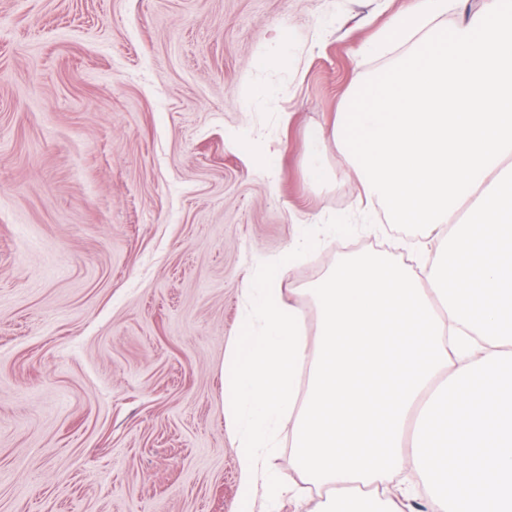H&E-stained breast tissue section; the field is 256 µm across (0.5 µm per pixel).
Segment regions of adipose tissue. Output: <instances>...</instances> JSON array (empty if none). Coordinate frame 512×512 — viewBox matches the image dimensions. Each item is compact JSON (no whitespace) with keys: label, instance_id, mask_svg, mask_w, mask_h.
Returning <instances> with one entry per match:
<instances>
[{"label":"adipose tissue","instance_id":"obj_1","mask_svg":"<svg viewBox=\"0 0 512 512\" xmlns=\"http://www.w3.org/2000/svg\"><path fill=\"white\" fill-rule=\"evenodd\" d=\"M411 0L372 44L406 51L305 134L304 176L344 155L364 223L417 226L409 262L337 260L309 294L281 288L346 222L302 224L287 259L258 260L225 357L238 497L277 508L293 489L267 466L282 426L290 471L324 494L314 512H512V0ZM462 18L431 25L448 7Z\"/></svg>","mask_w":512,"mask_h":512}]
</instances>
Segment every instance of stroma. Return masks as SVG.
<instances>
[{"instance_id": "35a3bbf8", "label": "stroma", "mask_w": 512, "mask_h": 512, "mask_svg": "<svg viewBox=\"0 0 512 512\" xmlns=\"http://www.w3.org/2000/svg\"><path fill=\"white\" fill-rule=\"evenodd\" d=\"M407 3L0 0V512H239L244 277L350 211L338 151L306 183L304 132L381 67L358 51ZM240 134L279 148L275 178ZM370 246L323 240L282 286Z\"/></svg>"}]
</instances>
